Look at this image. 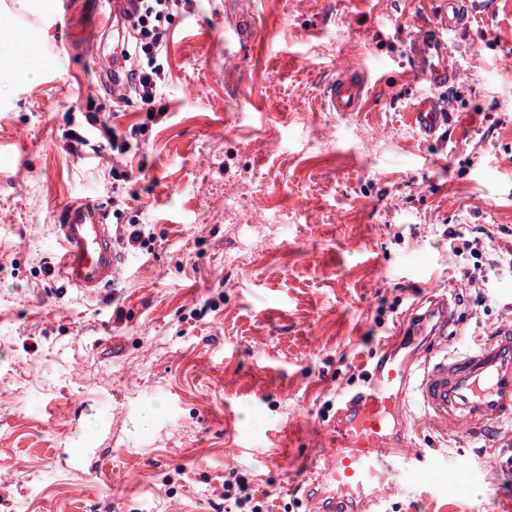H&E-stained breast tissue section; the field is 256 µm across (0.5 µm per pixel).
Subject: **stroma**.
I'll return each instance as SVG.
<instances>
[{
    "label": "stroma",
    "instance_id": "1",
    "mask_svg": "<svg viewBox=\"0 0 512 512\" xmlns=\"http://www.w3.org/2000/svg\"><path fill=\"white\" fill-rule=\"evenodd\" d=\"M89 3L35 17L45 72L0 96V142L24 146L0 151V512H224L233 467L272 512H304L305 460L328 450L372 351L427 306L429 276L463 285L447 226L512 231V0H472L452 120L431 141L407 123L424 89L405 45L434 0H189L161 120L114 116L131 145L121 181L111 153L78 142L113 101L117 31L91 29ZM235 28L251 40L225 43ZM350 63L369 71L365 111H322ZM79 198L107 208L125 258L92 298L58 277L52 247ZM133 224L147 247L127 248ZM511 320L512 271L488 270L448 350ZM409 442L435 458L434 484L391 478L382 512H512V435L421 423ZM73 447L96 449L101 473L65 469L56 451Z\"/></svg>",
    "mask_w": 512,
    "mask_h": 512
}]
</instances>
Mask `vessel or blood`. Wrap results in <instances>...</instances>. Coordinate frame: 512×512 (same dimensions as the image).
I'll return each mask as SVG.
<instances>
[{
	"label": "vessel or blood",
	"mask_w": 512,
	"mask_h": 512,
	"mask_svg": "<svg viewBox=\"0 0 512 512\" xmlns=\"http://www.w3.org/2000/svg\"><path fill=\"white\" fill-rule=\"evenodd\" d=\"M430 17L419 21L407 45L413 76L428 86L411 112V123L432 138L448 124V102L436 91L458 76L451 36L469 28V0H438ZM369 98L361 71L337 70L322 93L328 112L362 111ZM108 212L80 200L68 203L54 228L57 270L70 287L91 295L116 281L123 259L114 246ZM435 339L454 323L447 295L434 296L427 312ZM399 337L387 338L373 376L365 388L350 393L328 430L332 446L324 457V487L305 491L306 512H371L377 500L364 491L384 483L401 469L421 479L435 473L434 459L409 452L404 444L413 428L411 404L438 434L468 431L483 434L495 424H512V325L462 353L438 354L420 345L401 354Z\"/></svg>",
	"instance_id": "1"
}]
</instances>
